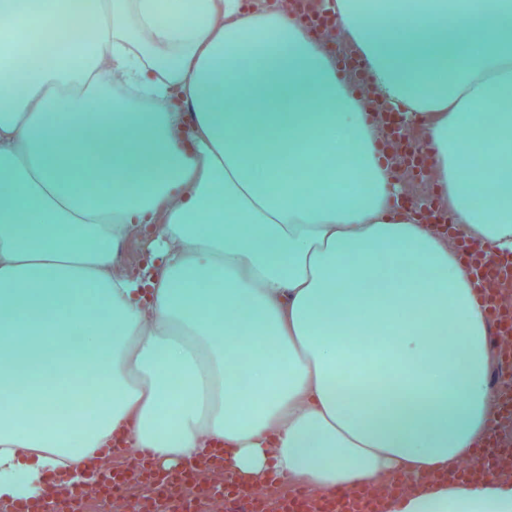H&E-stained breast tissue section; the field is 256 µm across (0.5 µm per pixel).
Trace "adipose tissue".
Masks as SVG:
<instances>
[{
    "mask_svg": "<svg viewBox=\"0 0 512 512\" xmlns=\"http://www.w3.org/2000/svg\"><path fill=\"white\" fill-rule=\"evenodd\" d=\"M332 7L414 119L450 232L279 6L94 0V43L46 67L15 30L63 0H0V505L95 485L117 433L166 470L223 443L314 500L405 474L385 512H512V478L453 479L495 436L497 337L459 248L512 255V0ZM151 234V229L149 227H145L140 234L134 236L128 241L121 260L123 272L134 273L141 268L140 256L143 242L145 239H148L151 243Z\"/></svg>",
    "mask_w": 512,
    "mask_h": 512,
    "instance_id": "ef3b65f1",
    "label": "adipose tissue"
}]
</instances>
